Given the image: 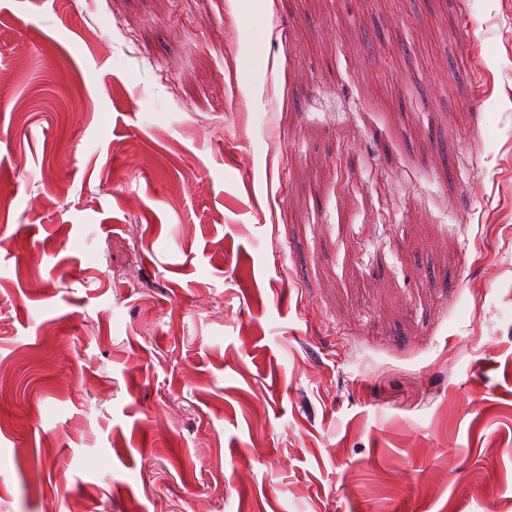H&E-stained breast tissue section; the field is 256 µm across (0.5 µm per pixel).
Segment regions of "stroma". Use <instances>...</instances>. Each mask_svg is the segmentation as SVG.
<instances>
[{
    "label": "stroma",
    "mask_w": 512,
    "mask_h": 512,
    "mask_svg": "<svg viewBox=\"0 0 512 512\" xmlns=\"http://www.w3.org/2000/svg\"><path fill=\"white\" fill-rule=\"evenodd\" d=\"M0 512H512V0H0Z\"/></svg>",
    "instance_id": "35a3bbf8"
}]
</instances>
